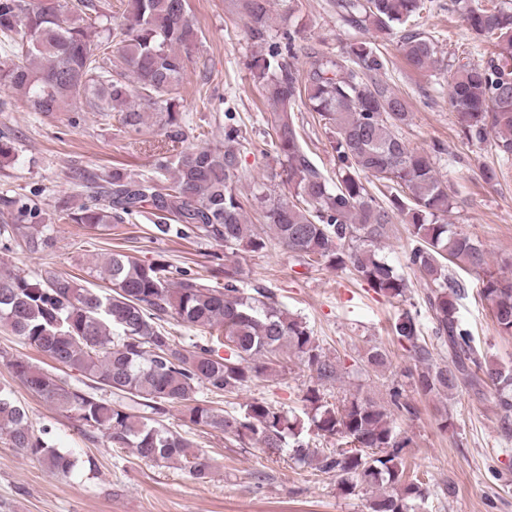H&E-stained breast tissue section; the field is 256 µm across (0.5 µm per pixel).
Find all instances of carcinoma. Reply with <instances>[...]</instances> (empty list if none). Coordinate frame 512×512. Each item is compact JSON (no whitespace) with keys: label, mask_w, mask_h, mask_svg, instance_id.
<instances>
[{"label":"carcinoma","mask_w":512,"mask_h":512,"mask_svg":"<svg viewBox=\"0 0 512 512\" xmlns=\"http://www.w3.org/2000/svg\"><path fill=\"white\" fill-rule=\"evenodd\" d=\"M424 0H336V13L348 24L391 35L423 9ZM468 29L480 40H495V52L482 63L449 71L450 103L467 141L490 142L512 159V5L491 9L474 0H450ZM81 17L45 0H0V37L14 48L10 63L0 65V86L21 93L32 112H61L73 101L94 94L99 110L121 109V125L139 135L156 118L163 146L185 142L178 94L195 42L196 28L187 0H124L122 20L93 0H78ZM256 51L253 69L268 91L273 133L269 143L280 164L291 199L260 191L242 199L239 178L240 131L224 126V147H184L159 153L156 169L170 174L168 184L114 169L102 179L91 201L76 210L45 217L35 203L0 197L14 211L13 223L0 224V250L21 247L29 253L54 247L50 224L63 221L97 231L124 217L149 212L154 230L167 235L189 230L195 237L224 247L216 270L224 287L207 278H174L164 262L142 264L120 250L103 266L108 286L86 288L80 279L52 267L34 276L0 271V324L56 363L91 380L87 389L69 386L30 361H8L13 375L46 403L64 412L85 432L101 433L117 448H131L144 460L182 463L197 479L209 478L210 459L193 442L158 419L174 407L191 425L211 427L243 447L271 454L284 448L301 463L317 461L336 476L345 495L365 488L379 493L371 512H420L423 483L405 476L402 450L411 438L397 431L396 417L414 407L391 394L390 406L368 396L346 395L330 403L321 388L341 380L340 363L316 342L301 319L279 308L268 291L237 285L238 267L222 261L237 252H259L271 235L289 252L325 267L352 269L375 291L399 298L406 279L381 254L389 226L407 225L413 247L407 261L430 286L428 304L436 337L448 348L450 362H431L420 344L416 318L408 311L395 321L400 343L413 351L422 368L412 376L418 393L451 394L460 385L488 387L502 412L501 429L512 433V371L487 361L474 345L456 311L463 287L449 265L477 273L481 294L493 304L499 332L512 335V275L491 269L481 244L448 224L453 198L434 169L431 156L409 147L399 129L410 112L404 97L381 77L388 60L371 42H356L336 58H318L298 67L292 33L270 43L269 0H242ZM119 45L112 56V44ZM399 48L420 71L437 67L436 42L405 30ZM306 103L332 131L336 183H329L308 158L292 112ZM388 188L387 202L373 196L366 180ZM262 213L265 226L253 224L247 209ZM175 319L222 334L227 353L207 345L188 349L166 328ZM292 354L313 379L304 395L308 429L344 442L319 453L300 441L303 423L263 400L253 399L220 414L196 398L239 392L271 369L272 358ZM367 367L382 371L388 351L378 347L365 356ZM111 397H106V394ZM117 399H112V396ZM0 429L12 447L69 477L76 468L70 452L56 448L50 429L35 430L12 393L0 389Z\"/></svg>","instance_id":"obj_1"}]
</instances>
